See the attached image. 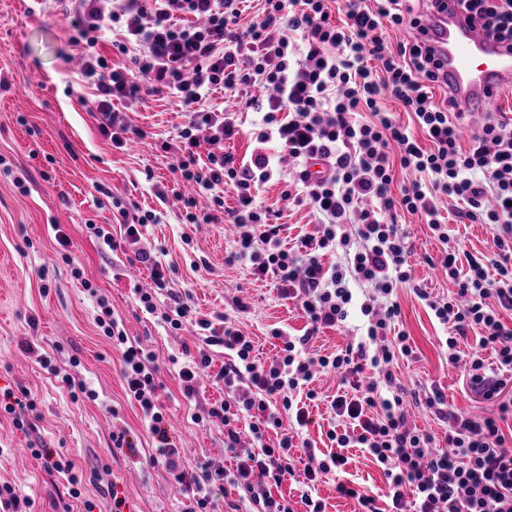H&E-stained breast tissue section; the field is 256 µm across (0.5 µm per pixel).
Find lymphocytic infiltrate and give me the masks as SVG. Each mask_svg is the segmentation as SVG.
I'll use <instances>...</instances> for the list:
<instances>
[{
	"instance_id": "lymphocytic-infiltrate-1",
	"label": "lymphocytic infiltrate",
	"mask_w": 512,
	"mask_h": 512,
	"mask_svg": "<svg viewBox=\"0 0 512 512\" xmlns=\"http://www.w3.org/2000/svg\"><path fill=\"white\" fill-rule=\"evenodd\" d=\"M469 21L512 42V0H457ZM70 18L71 42L80 50L82 81L94 86L98 129L113 147H123L130 131L117 99L141 100L167 93L179 99L186 121L178 130L174 171L193 187L184 201L190 224H215L227 213L237 229L231 260L248 261L257 278L276 279L285 298L295 300L306 321L302 335L273 329L282 345L261 360L252 337L228 325L215 329L194 319L192 308L173 296L158 311L152 292L139 300L174 330L196 320L204 345L179 370L182 394H196L199 370L212 365L210 347L226 359L217 374L224 398L208 416L224 423V450L233 467L186 470L158 400L157 368L150 354L130 343L109 308L95 323L122 351L128 398L141 409L164 470L179 485L182 512H213L217 495L237 491L229 512H294L275 497L295 471L304 474L301 501L307 512H325L314 492L328 474L348 463L346 449L359 448L381 468L389 486L388 510L361 488L336 486L356 500L360 512H512V446L501 428L512 420V118L486 113L460 145L467 115L451 98L435 99L441 86L433 52L420 35L424 12L415 0H343L334 18L331 0H263L260 13L241 25L239 0H56ZM406 31L392 46L388 30ZM113 49L129 56L146 84L111 69L97 49L104 32ZM243 99L261 116L252 135L249 160H237L224 143L239 133L234 113L215 112L206 102L214 90ZM400 101L412 123L404 125L378 106L382 94ZM427 136L421 147L415 131ZM292 162L295 174L282 195L309 206L313 230L288 249L280 238L277 211L258 195L262 184ZM419 173V180L393 191L396 168ZM232 189L236 205L224 207ZM211 205L198 210V197ZM458 203V223L485 224L492 233L489 252L463 253L458 237L440 215L443 200ZM417 216L442 246L440 264L455 286L435 296L415 284L407 263L409 232L399 213ZM333 254L332 265L321 258ZM411 285L447 333L449 364H464L469 387L493 404V415L474 419L450 408L437 387L422 388L417 405L447 421L443 449L435 438L408 422L404 390L392 366L414 356L405 333H392L400 314L399 286ZM363 292L355 302L353 287ZM358 306L367 326L357 342L329 355L308 344L324 328L343 324ZM474 336L468 356L460 341ZM492 350L495 364L483 352ZM339 377L345 390L330 408L336 421L327 433L331 452L304 436L310 385L317 374ZM279 431L267 442L269 430ZM254 448L239 454L242 431Z\"/></svg>"
}]
</instances>
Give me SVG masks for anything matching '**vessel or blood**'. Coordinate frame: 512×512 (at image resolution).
Listing matches in <instances>:
<instances>
[{
	"label": "vessel or blood",
	"mask_w": 512,
	"mask_h": 512,
	"mask_svg": "<svg viewBox=\"0 0 512 512\" xmlns=\"http://www.w3.org/2000/svg\"><path fill=\"white\" fill-rule=\"evenodd\" d=\"M422 39L434 50L449 97L470 122L480 120L490 92L512 88V48L470 24L456 0L431 11Z\"/></svg>",
	"instance_id": "1"
}]
</instances>
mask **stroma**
<instances>
[{"label": "stroma", "mask_w": 512, "mask_h": 512, "mask_svg": "<svg viewBox=\"0 0 512 512\" xmlns=\"http://www.w3.org/2000/svg\"><path fill=\"white\" fill-rule=\"evenodd\" d=\"M70 22L58 10L31 6L29 0H0V389L25 388L37 400L36 428L23 433L0 414V483L30 499L32 512H106L111 497L126 501V512H179L181 496L162 466L151 464L154 443L140 408L127 397L121 374L122 356L95 324L98 299L130 340L153 356L158 368V399L164 406L181 448L186 469L204 462L224 463V426L220 420L194 422L193 414L224 396L223 386L202 375L195 401L181 393L179 367L173 357L196 350L202 339L193 326L173 330L144 311L138 289L153 288L149 270L136 261L131 247L103 248L88 223L110 224L109 209H96L95 184L106 185L125 204L156 212L139 243L162 264L168 286L158 292V309L170 295L189 294L198 317L226 318L252 336L261 359L275 352L272 329L303 334L306 321L292 301L283 299L274 282L259 280L248 263L228 259L234 228L229 224H188L182 199L189 188L172 171L173 151L163 141L176 138L185 117L174 97H154L120 105L128 123L144 131L127 149L113 148L101 135L93 115V90L78 75L80 59L70 39ZM285 182L273 177L259 194L280 213L281 236L293 243L312 217L304 205L282 198ZM412 252L408 259L416 282L436 295L454 285L427 262L441 248L427 225L402 214ZM63 232L69 248L60 247ZM83 276L75 278L72 269ZM249 313H238L233 299ZM397 330L406 332L417 359L394 372L407 391L435 384L449 405L477 417L492 407L475 395L462 369L450 367L444 334L411 288L398 292ZM36 352H29V345ZM51 358L62 370H73L88 387L73 394L37 361ZM321 395L311 406L308 435L317 448L328 446L329 403L338 389L334 375L317 376ZM125 428L137 443L138 458L115 449L112 432ZM63 451L82 479L80 498H70L65 475L48 473L32 450L40 443ZM346 470L378 501L388 485L369 454L348 449Z\"/></svg>", "instance_id": "35a3bbf8"}]
</instances>
